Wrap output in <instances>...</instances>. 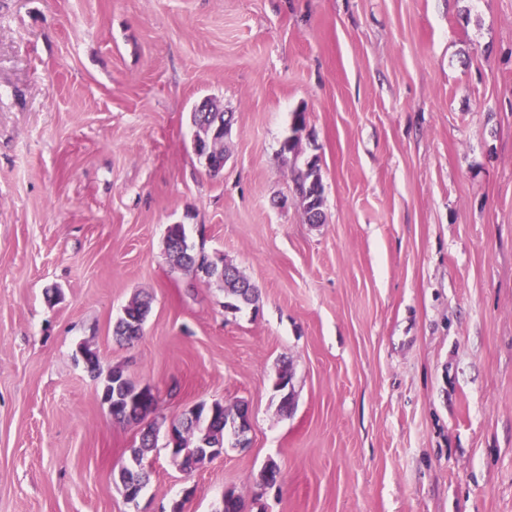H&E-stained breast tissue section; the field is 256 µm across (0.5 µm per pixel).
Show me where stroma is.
<instances>
[{
  "instance_id": "obj_1",
  "label": "stroma",
  "mask_w": 512,
  "mask_h": 512,
  "mask_svg": "<svg viewBox=\"0 0 512 512\" xmlns=\"http://www.w3.org/2000/svg\"><path fill=\"white\" fill-rule=\"evenodd\" d=\"M207 98L233 115L216 177ZM297 111L320 224L281 152ZM172 224L257 307L174 266ZM83 346L156 390L158 431L247 406L248 447L187 473L157 446L126 502L140 428ZM230 490L245 512H512V0H0V512H220ZM195 149L197 154L205 159L209 171L214 175L218 174L224 168V166L219 168L215 164L216 160L224 159V138L223 141H211L210 139L200 140ZM321 180L320 168L319 165L314 162H306V168L304 170H298L297 176L295 178V189L297 194V199L299 204L303 210V214L306 218V221L310 224H320L324 222V212H323V186L322 183L320 185V193L322 196L316 200V202L311 201L308 196L309 185L313 178ZM322 181V180H321ZM314 209H317L318 212L312 213ZM150 312V301L133 298L123 309L122 315L113 327V336L119 341L132 342L141 335L135 324H144Z\"/></svg>"
}]
</instances>
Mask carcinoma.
I'll use <instances>...</instances> for the list:
<instances>
[{
    "mask_svg": "<svg viewBox=\"0 0 512 512\" xmlns=\"http://www.w3.org/2000/svg\"><path fill=\"white\" fill-rule=\"evenodd\" d=\"M232 118L227 112H193V125L198 127L208 125L211 129L224 128V119ZM196 152L205 159L211 173L221 171L215 161L224 159V142L201 140L197 143ZM321 179L319 165L315 162H306V168L298 170L295 178L297 199L303 210L306 221L310 224L324 222L323 199L315 201L308 196V189L312 179ZM166 250L169 257L180 269L189 272L196 270L198 251L190 245L186 236L184 225L171 224L167 229ZM203 274L209 279H215L224 284V292L229 302L224 308L235 312L245 306L253 305L258 301L256 286L239 270L238 267L220 257L213 258V267L207 268ZM150 312V301L133 298L123 309L122 315L113 327V336L119 341L131 342L140 336L136 323L145 322ZM86 364L90 371L99 379L98 394L105 402L113 403L115 418L120 422H139L156 410V403L148 401L141 410L130 416L127 414L128 405L124 400L128 389L134 385L124 373L123 369L114 367L102 373L99 368L97 356L88 348L84 349ZM234 415L227 408L214 402L210 405L201 403L196 407L192 418L189 419L183 433L180 434L174 458L179 460L182 469L193 471L200 468L205 462L216 458L208 454V449L224 448L228 436L234 435L232 420ZM156 430L149 425L140 432L139 442L130 448L126 466L118 472L123 494H128L132 483H137L138 491H143L146 480L139 477V470L133 465L135 460H144L147 453L155 448Z\"/></svg>",
    "mask_w": 512,
    "mask_h": 512,
    "instance_id": "cac0c4a2",
    "label": "carcinoma"
}]
</instances>
